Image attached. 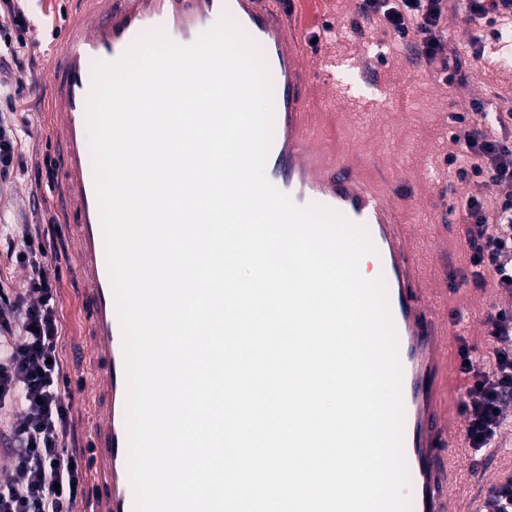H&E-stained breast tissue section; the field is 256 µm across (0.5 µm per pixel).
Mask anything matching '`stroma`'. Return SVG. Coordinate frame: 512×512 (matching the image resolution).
<instances>
[{"label": "stroma", "mask_w": 512, "mask_h": 512, "mask_svg": "<svg viewBox=\"0 0 512 512\" xmlns=\"http://www.w3.org/2000/svg\"><path fill=\"white\" fill-rule=\"evenodd\" d=\"M30 22L17 30L8 0H0V32L20 33L24 46L19 64L25 74L24 91L15 101L0 98V122L20 129L12 175L0 178V221L28 225L33 236L55 247L61 256L57 286V316L61 340L57 346L72 381L87 369V350L80 338L81 286L73 275V245L63 233L59 189L48 184L49 161L58 154L46 110V83L51 63L49 45L57 39L70 14V0H29ZM297 21L306 31H324L321 56L349 59L334 76L316 75L312 85V120L319 135L337 151L352 158L362 176L402 207L404 223L415 225L425 259L422 274L428 287L448 284L464 265L460 226L463 201L473 186L450 175L445 158L457 129L451 115L466 112L471 102L489 112L512 113V43L495 38V31L512 32V16L495 26L467 23L457 0H448L443 30L449 48L458 49L466 85L443 86L436 68L418 62L397 45L385 26L367 22L356 0H299ZM482 39L481 58H474L471 39ZM21 236L0 234V293H13L26 283L29 270L21 260ZM468 306V339L482 345L480 318L491 304L508 298L493 288L468 285L449 293L448 307ZM496 477L512 472V456L487 458L474 467L466 484L450 488L458 512H477L470 499L484 495L479 474Z\"/></svg>", "instance_id": "stroma-1"}]
</instances>
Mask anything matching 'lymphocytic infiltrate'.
Instances as JSON below:
<instances>
[{
	"mask_svg": "<svg viewBox=\"0 0 512 512\" xmlns=\"http://www.w3.org/2000/svg\"><path fill=\"white\" fill-rule=\"evenodd\" d=\"M444 0H362L361 12L385 23L399 42L412 46L417 60L439 63V79L454 85L459 62L445 54ZM459 123L447 157L458 180L472 177L503 187L493 202L470 194L464 206L466 262L463 282L512 294V137L498 114L472 103L458 112ZM46 245L27 241L31 301L0 303V410L11 416L12 471L0 482V512H75L84 496L83 464L67 449L72 395L57 352L61 328L57 291L45 269ZM485 353L466 337L458 339V371L464 381L458 411L465 425V451L472 462L498 453L505 425L503 405L512 398V306H492L482 319Z\"/></svg>",
	"mask_w": 512,
	"mask_h": 512,
	"instance_id": "lymphocytic-infiltrate-1",
	"label": "lymphocytic infiltrate"
}]
</instances>
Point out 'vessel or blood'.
Wrapping results in <instances>:
<instances>
[{"mask_svg": "<svg viewBox=\"0 0 512 512\" xmlns=\"http://www.w3.org/2000/svg\"><path fill=\"white\" fill-rule=\"evenodd\" d=\"M295 0H75L52 48L47 110L61 157V192L73 214L75 270L90 368L89 462L97 475L87 512H133L128 476L126 376L122 333L107 269L87 132L90 68L118 60L145 32L161 29L193 43L224 15L236 17L276 77L275 135L269 181L297 205L328 207L363 228L379 258L398 338L404 404V456L414 493L411 512H454L446 491L457 462L459 431L446 403L455 350L446 291L425 287L413 247L416 232L397 206L350 163L320 144L310 112L312 75L304 64L312 40L295 22Z\"/></svg>", "mask_w": 512, "mask_h": 512, "instance_id": "vessel-or-blood-1", "label": "vessel or blood"}]
</instances>
